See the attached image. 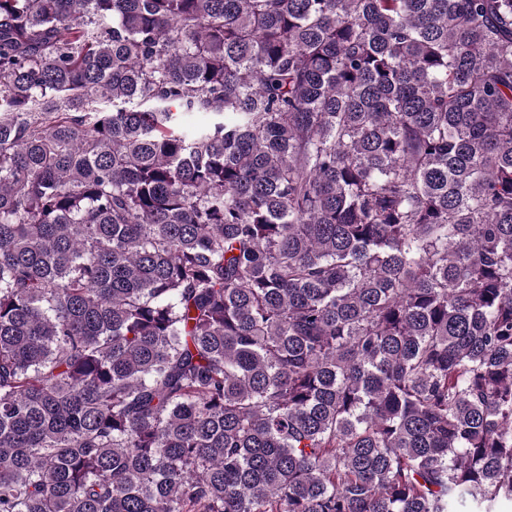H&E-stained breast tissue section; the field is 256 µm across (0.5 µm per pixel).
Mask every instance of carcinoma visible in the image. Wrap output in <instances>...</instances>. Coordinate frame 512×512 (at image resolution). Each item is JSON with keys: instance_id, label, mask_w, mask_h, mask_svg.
<instances>
[{"instance_id": "1", "label": "carcinoma", "mask_w": 512, "mask_h": 512, "mask_svg": "<svg viewBox=\"0 0 512 512\" xmlns=\"http://www.w3.org/2000/svg\"><path fill=\"white\" fill-rule=\"evenodd\" d=\"M503 502L512 0H0V512Z\"/></svg>"}]
</instances>
